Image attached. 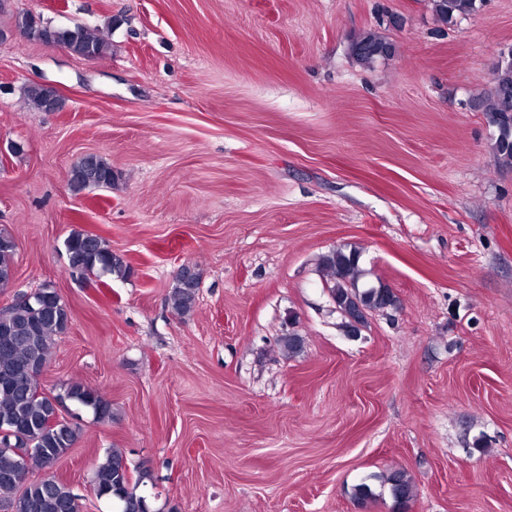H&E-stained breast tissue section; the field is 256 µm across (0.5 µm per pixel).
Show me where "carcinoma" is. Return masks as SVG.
I'll return each instance as SVG.
<instances>
[{
  "instance_id": "obj_1",
  "label": "carcinoma",
  "mask_w": 512,
  "mask_h": 512,
  "mask_svg": "<svg viewBox=\"0 0 512 512\" xmlns=\"http://www.w3.org/2000/svg\"><path fill=\"white\" fill-rule=\"evenodd\" d=\"M433 13L441 23L457 16L476 13L484 0H431ZM54 41L78 57L100 58L110 51V43L93 30L83 27H56ZM353 54L364 66L392 52V44L374 31L365 32L354 43ZM46 88L31 84L24 88L26 103L42 111L46 104ZM474 107L484 112L489 124L496 129L493 154L498 165L512 169V62L496 65L491 71L490 92L478 99ZM116 173L102 157L89 154L81 159V174L69 180L71 192L79 194L92 188H110ZM13 237L0 230V287L13 278V259L16 245ZM70 268L87 277L103 274L125 276L128 266L122 257L112 253L101 237L83 231H72L63 241ZM323 270L333 283L332 296L336 305L348 316H363L366 309H380L394 303L388 288H359V255L341 249L332 250L320 258ZM184 278L176 279L169 293V304L179 313L189 312L196 301L200 272L183 270ZM69 313L60 295L53 289H40V297L30 303L13 302L0 309V327L12 333V344L0 342V427H22L23 435L40 452L21 460L0 446V512H77L78 495L55 477H43L21 485L16 474H29L44 469L61 458L79 440L80 429L58 415L52 395L39 382L40 368L68 328ZM67 399L92 410L103 420L112 415L111 408L96 391L78 381L67 385ZM149 478L145 470L132 474L117 449L97 463L93 470L92 486L100 497L112 499L116 512H139L137 504L145 499L138 492ZM392 497L404 505L414 497V485L403 471L388 478Z\"/></svg>"
}]
</instances>
